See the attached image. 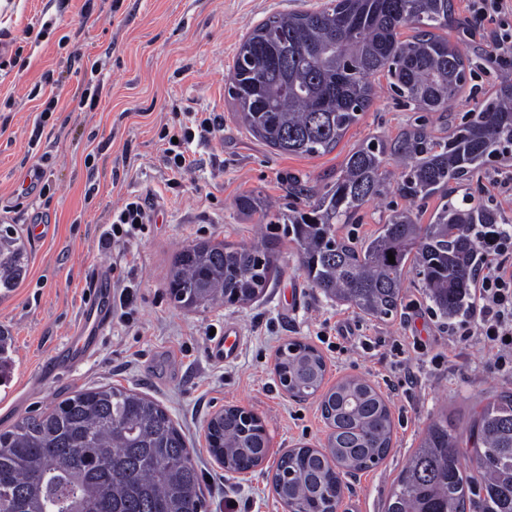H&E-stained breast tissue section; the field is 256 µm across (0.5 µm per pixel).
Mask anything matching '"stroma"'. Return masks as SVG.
Here are the masks:
<instances>
[{
	"label": "stroma",
	"instance_id": "35a3bbf8",
	"mask_svg": "<svg viewBox=\"0 0 512 512\" xmlns=\"http://www.w3.org/2000/svg\"><path fill=\"white\" fill-rule=\"evenodd\" d=\"M322 0H0V224L19 232L45 224L47 236L26 240L29 266L18 288L0 300V327L13 338L9 387H0V428L50 408L71 392L120 385L163 405L192 443L207 512H285L272 490L286 451L323 447L329 429L319 397L291 398L274 371L288 340L316 348L326 363L325 387L358 375L388 401L391 448L377 466L351 479L339 512H384L392 485L426 426L446 415L467 434L475 408L512 393V378L494 372L490 349L476 339L448 350L447 323L437 318L414 271H406L403 304L388 320L362 316L313 288L293 243L278 247L277 271L265 292L242 306L189 310L169 298L172 262L186 245L211 240L248 245L256 218L239 197L258 190L305 206L335 181L349 151L370 136L394 137L411 124L436 136L467 120L500 84L504 69L462 30L472 15L453 0L448 38L469 58L471 79L444 112H421L380 87L367 112L332 152L279 155L241 125L224 91L242 38L274 14L318 8ZM101 61L104 87L94 108L72 111L86 89L83 65ZM63 86L37 147L29 138L52 82ZM217 117L221 130L187 146L194 166L175 177L162 160L173 123ZM41 179H33L34 167ZM501 166H485L469 183L474 200L512 218V197L494 189ZM391 168L383 198L366 203L359 223L338 234L357 242L392 211L406 207ZM139 199L148 221L130 245L102 249L112 212ZM121 274L137 287L130 319L112 317L93 356L37 379L43 360L69 344L89 301L87 282ZM237 325L240 343L229 360L215 357V332ZM420 340L423 351L412 350ZM252 410L269 440L261 466L238 474L215 462L205 427L227 406Z\"/></svg>",
	"mask_w": 512,
	"mask_h": 512
}]
</instances>
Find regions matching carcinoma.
Returning <instances> with one entry per match:
<instances>
[{"instance_id": "1", "label": "carcinoma", "mask_w": 512, "mask_h": 512, "mask_svg": "<svg viewBox=\"0 0 512 512\" xmlns=\"http://www.w3.org/2000/svg\"><path fill=\"white\" fill-rule=\"evenodd\" d=\"M452 0H325L315 10L271 16L240 43L227 93L249 134L282 155L319 157L333 151L372 104L380 74L417 109L444 112L463 90L470 66L448 29ZM414 34L401 39V30ZM512 154V78L436 138L420 126L392 140L371 137L354 147L336 181L302 210L267 203L261 192L237 206L258 216L268 237L289 238L312 286L377 319L402 301L405 266L416 271L432 311L453 322L470 316L479 245L497 236L501 212L448 193L486 164ZM401 168L399 194L411 201L445 198L429 223L411 209L395 210L359 246L336 236L362 206L386 191L389 162ZM395 256L389 263L388 254ZM269 243L250 247L196 243L177 256L171 299L187 308L244 304L267 288L276 269ZM27 246L0 225V298L22 281ZM11 340L0 330V378ZM280 384L307 398L320 395L330 429L325 450L295 448L273 475L275 493L296 512H330L346 471L372 468L387 455L393 420L384 396L360 377L323 389L326 365L311 345L284 344L275 365ZM466 444L482 476L463 474L466 449L452 421L426 428L401 470L385 512H512V395L474 411ZM212 442L224 468L259 467L268 451L253 413L229 406L213 416ZM15 512H204L200 479L185 435L157 401L124 387L78 391L41 413L0 430V489Z\"/></svg>"}]
</instances>
